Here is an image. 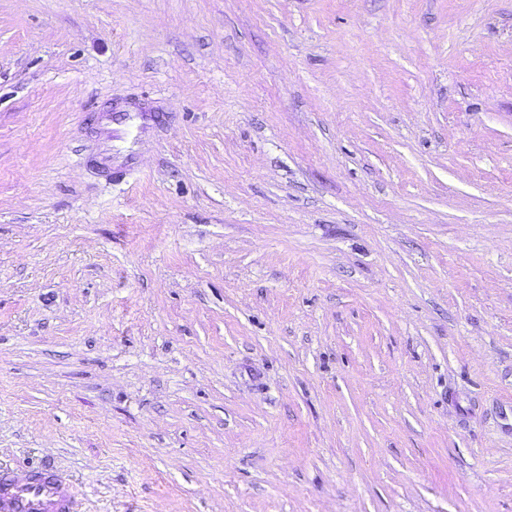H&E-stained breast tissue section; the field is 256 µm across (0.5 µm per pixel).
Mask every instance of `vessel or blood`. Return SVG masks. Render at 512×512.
I'll return each mask as SVG.
<instances>
[{
	"mask_svg": "<svg viewBox=\"0 0 512 512\" xmlns=\"http://www.w3.org/2000/svg\"><path fill=\"white\" fill-rule=\"evenodd\" d=\"M71 481L55 469H30L18 479L0 470V512H78Z\"/></svg>",
	"mask_w": 512,
	"mask_h": 512,
	"instance_id": "vessel-or-blood-1",
	"label": "vessel or blood"
}]
</instances>
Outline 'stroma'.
Wrapping results in <instances>:
<instances>
[{"mask_svg": "<svg viewBox=\"0 0 512 512\" xmlns=\"http://www.w3.org/2000/svg\"><path fill=\"white\" fill-rule=\"evenodd\" d=\"M40 465L79 512H512V0H0Z\"/></svg>", "mask_w": 512, "mask_h": 512, "instance_id": "obj_1", "label": "stroma"}]
</instances>
